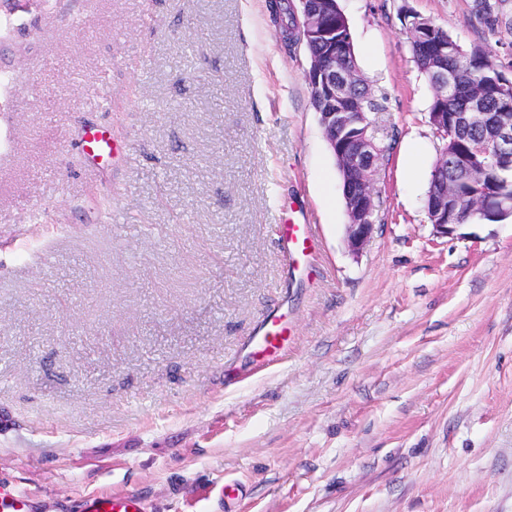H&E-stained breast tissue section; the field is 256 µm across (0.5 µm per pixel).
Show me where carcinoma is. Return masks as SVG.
<instances>
[{
    "label": "carcinoma",
    "mask_w": 512,
    "mask_h": 512,
    "mask_svg": "<svg viewBox=\"0 0 512 512\" xmlns=\"http://www.w3.org/2000/svg\"><path fill=\"white\" fill-rule=\"evenodd\" d=\"M313 4L322 7L327 27L338 31L350 68H357L352 32L337 0H313ZM404 21L417 67L431 78L445 67L457 75L448 97L434 92L429 105L431 112L448 113V156L458 164L484 167L483 180L455 185V196L466 205L484 195L511 194L512 172L503 171L493 155L512 154V142L495 143L497 125L505 117L512 118V93L505 91L512 77L493 62L488 51L464 48L443 26L410 13ZM351 96L363 112L382 110L380 100L365 84L355 85ZM470 112L485 113V120L470 121Z\"/></svg>",
    "instance_id": "carcinoma-1"
}]
</instances>
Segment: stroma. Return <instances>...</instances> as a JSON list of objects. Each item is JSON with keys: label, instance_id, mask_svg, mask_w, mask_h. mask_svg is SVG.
<instances>
[{"label": "stroma", "instance_id": "obj_1", "mask_svg": "<svg viewBox=\"0 0 512 512\" xmlns=\"http://www.w3.org/2000/svg\"><path fill=\"white\" fill-rule=\"evenodd\" d=\"M477 2L339 0L386 98L355 254L270 0H0L1 482L152 512H512V221L429 224L439 140L404 24L512 74ZM86 123L120 148L93 174ZM290 216L316 226L312 276L277 250ZM274 317L291 337L265 364ZM55 512H148V504L135 492H103L52 506Z\"/></svg>", "mask_w": 512, "mask_h": 512}]
</instances>
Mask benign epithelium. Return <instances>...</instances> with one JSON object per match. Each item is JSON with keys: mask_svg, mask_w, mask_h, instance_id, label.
<instances>
[{"mask_svg": "<svg viewBox=\"0 0 512 512\" xmlns=\"http://www.w3.org/2000/svg\"><path fill=\"white\" fill-rule=\"evenodd\" d=\"M304 5L302 16L297 18L298 27L286 30L309 42L321 36L323 16L307 5L308 0H298ZM308 74L316 75L317 87L332 88L333 97L341 100L355 72L345 65L344 52L338 50L330 55L314 57ZM320 124L336 157L338 171L343 180L344 199L348 224L346 244L349 251L359 252L371 237L376 222L375 177L382 153L375 137L374 121L370 112H351L343 107L330 108L321 113ZM437 167L445 178L436 182L429 190L426 200V215L429 223L439 234L453 232L460 221L448 223V216L459 210L448 208V169L454 168L448 150L439 154Z\"/></svg>", "mask_w": 512, "mask_h": 512, "instance_id": "obj_1", "label": "benign epithelium"}]
</instances>
